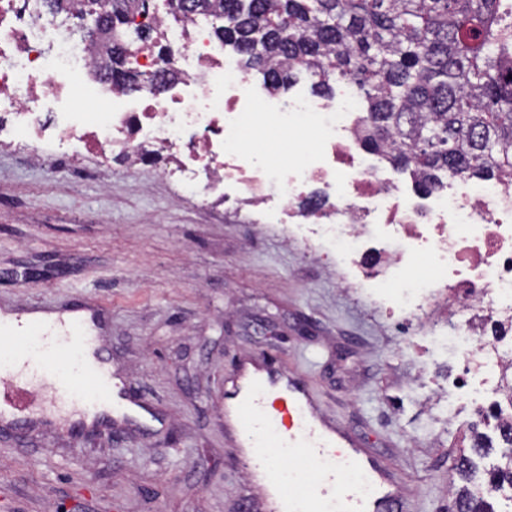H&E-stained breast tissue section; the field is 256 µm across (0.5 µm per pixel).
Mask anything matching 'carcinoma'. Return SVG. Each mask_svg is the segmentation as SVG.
I'll return each instance as SVG.
<instances>
[{"mask_svg": "<svg viewBox=\"0 0 512 512\" xmlns=\"http://www.w3.org/2000/svg\"><path fill=\"white\" fill-rule=\"evenodd\" d=\"M172 0L179 18H223L222 47L243 66L286 91L303 73L318 76L329 96L341 79L354 82L369 115L363 146L382 152L428 192L458 174L512 177V0ZM112 78L129 88L139 75L112 44ZM505 462L486 472L488 492L469 484L476 460L495 446L476 431L462 451L449 488L465 512H498L494 493L512 489V427L503 430Z\"/></svg>", "mask_w": 512, "mask_h": 512, "instance_id": "carcinoma-1", "label": "carcinoma"}]
</instances>
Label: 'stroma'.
Returning a JSON list of instances; mask_svg holds the SVG:
<instances>
[{"mask_svg": "<svg viewBox=\"0 0 512 512\" xmlns=\"http://www.w3.org/2000/svg\"><path fill=\"white\" fill-rule=\"evenodd\" d=\"M103 305L112 369L149 430L50 421L0 431V512H239L264 490L224 432L225 382L254 353L301 375L323 411L448 512V470L481 374L431 347L421 316L375 306L281 225L202 204L159 165L33 163L0 150V311ZM448 390L454 420L436 408Z\"/></svg>", "mask_w": 512, "mask_h": 512, "instance_id": "35a3bbf8", "label": "stroma"}]
</instances>
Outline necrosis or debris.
<instances>
[{
    "instance_id": "necrosis-or-debris-1",
    "label": "necrosis or debris",
    "mask_w": 512,
    "mask_h": 512,
    "mask_svg": "<svg viewBox=\"0 0 512 512\" xmlns=\"http://www.w3.org/2000/svg\"><path fill=\"white\" fill-rule=\"evenodd\" d=\"M66 19L50 18L43 0H0V149L37 163L118 160L130 173L159 161L211 207L247 213L257 226L273 218L379 306L408 315L443 296L465 310L482 302V328L465 322L447 333L433 321L429 331L494 385L512 380V344L483 333L512 324V181L453 177L416 191L382 153L364 149L352 82L328 97L298 84L275 92L218 45L213 27L173 20L164 2L126 51L129 70L161 72L159 89L99 74L97 45L72 35ZM81 100L104 109L81 111ZM272 136L287 140V165L259 149Z\"/></svg>"
}]
</instances>
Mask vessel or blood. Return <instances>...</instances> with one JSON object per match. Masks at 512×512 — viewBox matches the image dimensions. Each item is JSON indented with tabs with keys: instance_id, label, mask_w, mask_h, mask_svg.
Listing matches in <instances>:
<instances>
[{
	"instance_id": "1",
	"label": "vessel or blood",
	"mask_w": 512,
	"mask_h": 512,
	"mask_svg": "<svg viewBox=\"0 0 512 512\" xmlns=\"http://www.w3.org/2000/svg\"><path fill=\"white\" fill-rule=\"evenodd\" d=\"M35 308L21 310L26 333L39 337L57 357L54 395L82 400L86 411L112 405L114 414L146 410L143 398L128 392L114 376L111 355L101 342L99 312L75 305L53 320H39ZM32 381L11 374L0 380V422L24 425L30 409L16 395L31 390ZM226 399L236 401L240 438L250 448L248 463L263 470L276 498L267 512H402L398 481L386 466L367 453L342 426L326 420L313 402L311 390L297 375L287 373L269 358L257 365L239 362ZM276 430L274 447L289 457L319 465L316 479L301 485L282 482L262 443Z\"/></svg>"
}]
</instances>
